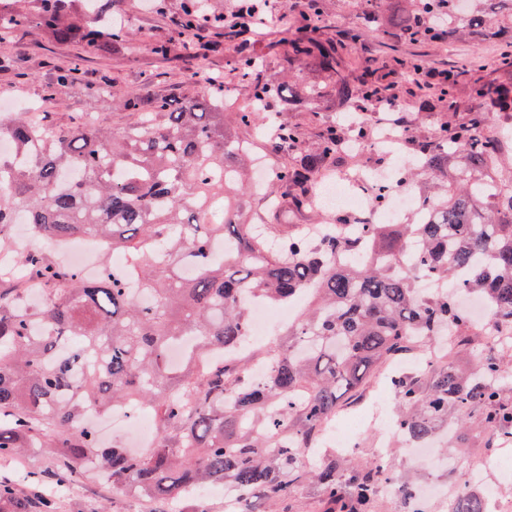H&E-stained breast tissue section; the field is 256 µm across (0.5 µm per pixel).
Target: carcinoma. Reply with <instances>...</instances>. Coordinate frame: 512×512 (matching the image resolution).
<instances>
[{
	"instance_id": "obj_1",
	"label": "carcinoma",
	"mask_w": 512,
	"mask_h": 512,
	"mask_svg": "<svg viewBox=\"0 0 512 512\" xmlns=\"http://www.w3.org/2000/svg\"><path fill=\"white\" fill-rule=\"evenodd\" d=\"M35 13L0 0V41L17 29L46 24L59 41H84L105 51L124 28L97 0H32ZM368 25L337 41L325 36L324 0H307L300 25L270 43L292 68L314 56L342 103L374 112L398 95L387 76L349 68L345 44L357 45L390 14L389 38L433 43L441 33L502 38L499 76L455 65L439 80L438 101L452 117L428 138L410 129L403 140L406 173L428 213L413 224H364L365 240L328 232L317 240L294 228L273 249L271 232L240 219L253 144L224 135V78L208 74L197 96L175 111L147 93L110 83L98 94L141 112L122 131L83 120L63 130L40 115L0 118V137L15 147L0 155V251L7 250L13 216L25 217L49 244L78 236L105 241L126 256L142 297L130 295L124 275L104 267L95 278L27 252L0 276V459L39 448L62 484L91 479L112 491L149 501L196 495L206 486L236 491L237 512H271L315 488L312 512H383L379 494L392 482H420L390 464L319 450L325 421L360 397L367 375L391 358L416 357L424 343L459 333L455 351L436 350L430 365L392 381L397 436L436 437L453 419L475 426L495 444L512 439V354L486 356L476 368L452 355L479 335L443 289L423 295L403 264L407 244L419 245L414 267L441 280L470 271L467 294L486 297L496 318L512 324V0H357ZM179 26L195 38L224 30L234 50L230 74L253 79L255 110L234 120L256 129L260 112L285 88L260 77L261 58L244 29L184 0ZM78 64L57 69L55 88L80 80ZM368 137L365 125L347 134L328 127L321 149L301 155L294 126L279 124L275 150L291 156L271 179L308 204L313 179L342 165L351 145ZM230 245L213 257L212 244ZM156 253L165 264L153 260ZM194 273L184 277L182 264ZM40 279L47 300L25 310L28 278ZM309 301L283 337L265 347L272 363L263 381L251 378L250 356L230 365L169 362L172 346L189 336L206 349H234L246 335L248 302ZM148 405L160 427L155 446L134 453L104 445L85 416L97 409ZM26 512H58L54 500L20 497L0 479V503Z\"/></svg>"
}]
</instances>
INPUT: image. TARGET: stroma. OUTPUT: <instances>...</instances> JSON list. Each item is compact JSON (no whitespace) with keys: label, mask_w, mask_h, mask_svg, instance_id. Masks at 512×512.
Returning <instances> with one entry per match:
<instances>
[{"label":"stroma","mask_w":512,"mask_h":512,"mask_svg":"<svg viewBox=\"0 0 512 512\" xmlns=\"http://www.w3.org/2000/svg\"><path fill=\"white\" fill-rule=\"evenodd\" d=\"M181 5L182 0H112V13L121 16L125 26L142 29L148 40L127 39L118 49L103 55L86 53L78 43L58 41L42 27L15 31L0 44V113L30 112L42 107L48 121L68 128L76 123L80 112L88 110L103 125L119 129L135 121L137 115L113 105L111 99L97 97L96 91L104 82L113 81L129 89L144 87L162 100L196 95L199 87L191 62L173 55L158 57L150 50L153 42L177 38ZM499 54V45L491 40H454L445 46L374 37L349 50L347 58L353 66L383 71L396 68L398 62L419 58L425 71L434 73L468 61L489 69ZM70 61L82 68L80 84L47 96L55 68ZM271 114L276 122L297 126L300 144L308 152L318 150L322 129L344 124L341 107L331 94L313 106L276 104ZM247 200L254 218L277 231L289 224H318L325 218L321 208H295L285 189L272 183L265 185L263 193H248ZM40 490L57 497L60 512H224L223 497L208 490L195 500L175 497L160 504L113 495L109 485L98 482L84 483L80 494L69 497L64 496L63 485L57 483L42 484Z\"/></svg>","instance_id":"stroma-1"}]
</instances>
